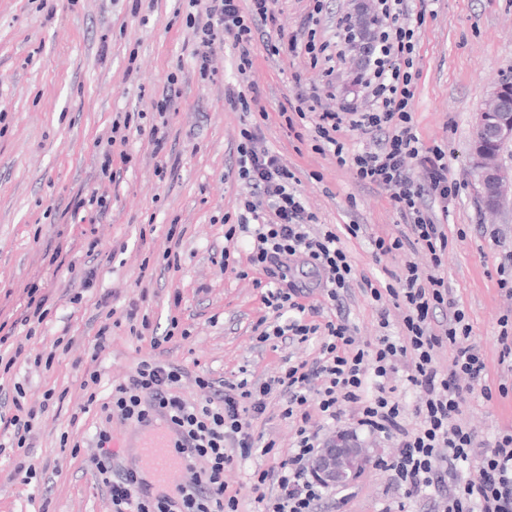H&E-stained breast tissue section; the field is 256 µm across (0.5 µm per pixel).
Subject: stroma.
Listing matches in <instances>:
<instances>
[{
	"mask_svg": "<svg viewBox=\"0 0 512 512\" xmlns=\"http://www.w3.org/2000/svg\"><path fill=\"white\" fill-rule=\"evenodd\" d=\"M188 0H0V329L13 332L25 349L9 372L0 371V389L21 386L28 405L39 406L47 391L64 394L60 407L40 419L29 450L42 476L26 485L12 475L14 455L0 454V512H112L111 502L93 479L91 436L100 405L149 349L127 327L111 328L108 346L91 359L94 337L106 321L96 303L122 309L141 299L158 335L171 318L190 331L170 345L173 360L230 379L249 365L257 380L279 375L287 360L312 361L314 344L258 345L253 324L265 313L252 278L220 272L223 250L244 251V243L224 238V218L234 215L240 190L231 166L239 131L251 115L261 123L266 145L284 155L299 179L297 192L319 223L358 224L359 237L342 245L357 275L388 282L406 257L375 261L369 239L396 232L400 218L390 192L358 183L350 168L320 154L311 140L289 137L281 105L295 89L318 88L324 105L365 109L362 53L345 52L333 72L306 56L269 54L262 39L253 42L250 83L262 96L250 112L232 109L224 90L238 87L231 47L216 49L215 82L193 72ZM418 77L412 99L413 132L422 147L445 154L448 175L463 187L449 207L448 286L472 327V341L485 354L491 386L512 385V372L499 363L500 320L512 315V297L497 285V266L512 251V201L496 220H487L470 168L475 121L503 78H512V0H431L416 32ZM177 73L181 95L164 130L167 173L158 176L157 158L147 135L127 130L126 144L113 153L133 154L124 168L113 161L101 171L112 122L130 115L143 127L156 119L154 103ZM106 202V212L88 205L90 195ZM490 224L495 236L485 235ZM182 233L181 268L165 271L167 232ZM101 254H87L90 241ZM152 275L148 297L136 283L141 269ZM92 287H85L89 270ZM45 298L49 314L35 330L21 323L30 291ZM180 304H173V293ZM349 320L360 339L398 336L399 313L388 329L378 325L379 303L353 286L346 300ZM67 350H54L57 339ZM55 351L51 366L33 356ZM101 374L96 403L81 387L85 368ZM282 398L271 394L256 434L275 443L273 453L235 458L224 474L229 490L244 484L256 469L286 459L294 444L291 422L281 415ZM465 419L479 438L493 439L512 425V394L485 400L476 396ZM78 443L77 451L62 440ZM404 504V512H428L429 500L401 499L387 472L366 469L348 504L327 500L324 512H385Z\"/></svg>",
	"mask_w": 512,
	"mask_h": 512,
	"instance_id": "35a3bbf8",
	"label": "stroma"
}]
</instances>
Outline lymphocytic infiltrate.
Masks as SVG:
<instances>
[{
	"label": "lymphocytic infiltrate",
	"mask_w": 512,
	"mask_h": 512,
	"mask_svg": "<svg viewBox=\"0 0 512 512\" xmlns=\"http://www.w3.org/2000/svg\"><path fill=\"white\" fill-rule=\"evenodd\" d=\"M198 13L192 19V58L201 79L213 77L211 57L217 45L230 42L238 53L237 70L253 67L252 44L256 33L275 20L278 0H189ZM429 0H378L370 31L360 30L352 15L337 19V36L348 46L362 45V77L370 103L330 110L322 108L319 91L295 94L288 100L289 127H309L315 149L330 152L338 166H350L359 183L390 190L396 211L405 222L398 233L372 237L375 259L405 251L422 253L424 263L406 261L389 283L377 287L369 278H356L341 245L342 235L358 236L360 225L314 230L317 221L293 189L294 171L282 155L264 143L259 124L244 125L236 146L235 167L241 191L235 224L225 239L248 237L246 260L223 251L220 271L247 264L264 278L262 302L267 310L253 326L257 343L281 339L292 343L316 342L312 363L286 367L279 376L255 383L247 368L231 380L210 373L190 374L187 367L166 357L163 347L178 331L171 320L165 335H157L149 318L130 306L125 318L137 340L150 349L126 379L112 389L103 403L106 418L136 424L153 415L163 416L187 443L186 477L176 496L146 497L137 491L138 478L114 463L112 437L98 429L94 476L108 493L112 512H238L237 496L227 494L224 472L234 457L250 456L254 448L271 454L274 443L258 444L252 420L266 409L273 391L285 397L282 415L291 420L295 444L278 466L255 471L250 490L262 512H321L325 487L311 475L310 462L322 448L325 424L352 415L369 434L395 441L394 455L380 460L392 483L411 498L429 491L437 512H512V429L499 431L492 443L479 440L463 419V408L474 394L492 399L507 393V384H485L486 362L480 346L470 343L471 327L463 309L452 299L443 270L449 238L436 218L447 212L459 193L448 179L444 153L420 148L412 132L416 31ZM325 9L313 0L300 31L278 35L268 43L272 54L281 50L304 52L319 59L330 47L317 38ZM357 132L375 138L374 149L348 154L343 133ZM307 265L317 275L315 289L299 286L290 278L293 266ZM361 284L374 301L390 298L403 312L398 339L383 333L375 342L360 343L348 317L324 316L326 306L341 302L353 284ZM450 348L452 359L440 365L438 354ZM404 374L420 401L415 409L418 427L405 421V407L392 381ZM194 376L199 398L181 393L182 380ZM24 392L11 399V411L0 413V426L13 432L6 447L17 448L14 475L24 484L37 477L27 447L41 413L55 402L46 392L40 407L26 406ZM237 455H229V448ZM472 464L461 472V464ZM276 492L266 495V485Z\"/></svg>",
	"instance_id": "f902f5d3"
}]
</instances>
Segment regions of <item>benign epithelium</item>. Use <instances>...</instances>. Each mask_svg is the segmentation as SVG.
Returning a JSON list of instances; mask_svg holds the SVG:
<instances>
[{"mask_svg": "<svg viewBox=\"0 0 512 512\" xmlns=\"http://www.w3.org/2000/svg\"><path fill=\"white\" fill-rule=\"evenodd\" d=\"M512 141V86L501 84L484 110L477 114L471 143V164L478 178V194L485 213L499 212L512 172L498 163L494 145ZM369 462L357 437L338 431L311 461L315 478L333 487L352 480Z\"/></svg>", "mask_w": 512, "mask_h": 512, "instance_id": "1", "label": "benign epithelium"}]
</instances>
